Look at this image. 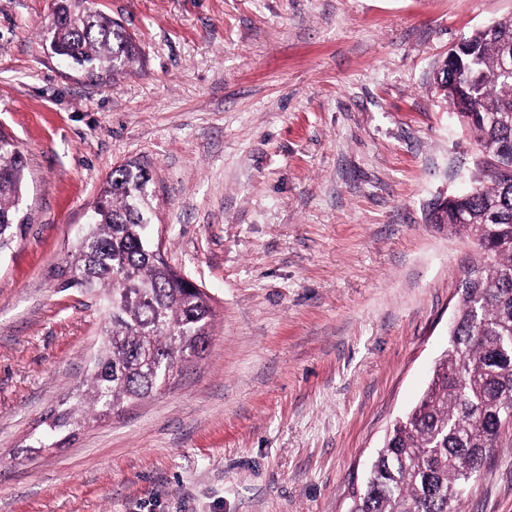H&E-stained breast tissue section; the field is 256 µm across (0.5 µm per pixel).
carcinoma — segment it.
I'll use <instances>...</instances> for the list:
<instances>
[{
	"mask_svg": "<svg viewBox=\"0 0 512 512\" xmlns=\"http://www.w3.org/2000/svg\"><path fill=\"white\" fill-rule=\"evenodd\" d=\"M42 41L50 54L96 80L123 73L138 48L119 22L88 0H56ZM512 55V15L474 31L442 61L439 91L477 149V186L431 207L427 220L477 238L484 257L458 281L448 347L417 405L393 423L349 512H461L469 480L500 442L504 400L512 399V81L498 76ZM148 168H112L91 221L82 225L61 269V287L95 297L102 343L88 375L46 417L35 448H58L70 431L144 399L166 380V364L205 351L212 299L151 244ZM26 163L0 131V256L27 227L22 212Z\"/></svg>",
	"mask_w": 512,
	"mask_h": 512,
	"instance_id": "1",
	"label": "carcinoma"
}]
</instances>
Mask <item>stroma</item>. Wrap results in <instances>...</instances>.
<instances>
[{
    "label": "stroma",
    "instance_id": "35a3bbf8",
    "mask_svg": "<svg viewBox=\"0 0 512 512\" xmlns=\"http://www.w3.org/2000/svg\"><path fill=\"white\" fill-rule=\"evenodd\" d=\"M139 57L104 85L52 57L53 0H0V130L27 162L0 256V512H347L448 343L481 251L430 224L476 146L432 74L512 0H97ZM152 176L208 346L150 397L29 445L87 375L95 299L58 269L113 167ZM463 512H512V430Z\"/></svg>",
    "mask_w": 512,
    "mask_h": 512
}]
</instances>
